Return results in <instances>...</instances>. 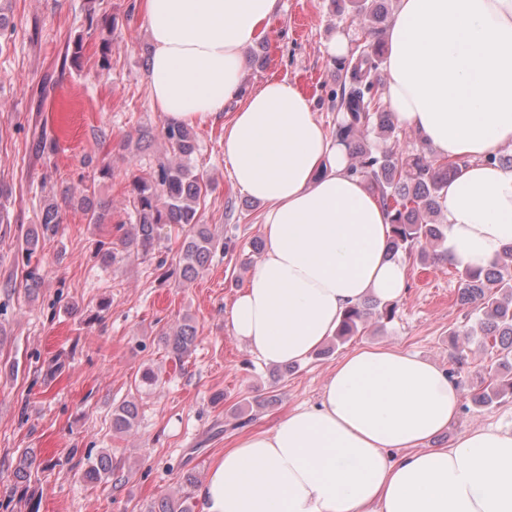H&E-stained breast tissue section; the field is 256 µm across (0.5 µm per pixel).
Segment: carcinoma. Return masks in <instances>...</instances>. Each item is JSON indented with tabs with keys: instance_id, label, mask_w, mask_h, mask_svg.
I'll return each instance as SVG.
<instances>
[{
	"instance_id": "obj_1",
	"label": "carcinoma",
	"mask_w": 512,
	"mask_h": 512,
	"mask_svg": "<svg viewBox=\"0 0 512 512\" xmlns=\"http://www.w3.org/2000/svg\"><path fill=\"white\" fill-rule=\"evenodd\" d=\"M358 14L366 27L371 51H362L344 61L345 80L341 89L342 121L336 126V137L349 148L350 170L360 175L377 194L391 217L393 254H417L423 263L447 259L437 251L444 241L443 225L439 223V199L448 179L461 173L464 161H444L421 150H403L395 139L393 114L383 109L380 100L381 79L378 74L383 58L381 33L386 28L387 12L382 0H357ZM14 33L9 17L0 6V54L9 49ZM169 150L178 161L156 160L149 176H133L128 193L135 209V224L123 233L121 245L146 257L155 250L161 226L174 224L188 227L177 250L176 271L179 283L193 281L217 250L219 241L210 226L202 223L200 201L205 199L209 184L195 172L192 156L196 151L191 127L166 122L161 130ZM91 187L80 193H63V203L48 201L41 208L40 221L26 234V252L32 254L41 243L55 236L62 224V204L78 206L90 224L107 223L108 210L103 202L90 197ZM460 287L457 302L472 309L474 325L466 335L481 337L491 350L499 351L498 363L487 368V377L472 401L489 406L505 395H512V245L503 248L498 258L483 273L458 271ZM396 305L378 300H365L350 309L336 332L335 340L345 342L359 332L371 316L379 321L394 318ZM197 328L189 318L161 334L163 343L174 360L183 362L197 339ZM139 418L138 405L124 401L112 410V432H131ZM83 477L96 483L112 476V454L101 451L86 457ZM37 464L32 453L24 452L14 476L25 482ZM190 495H173L151 502L146 512H192Z\"/></svg>"
}]
</instances>
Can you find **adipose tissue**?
<instances>
[{"mask_svg": "<svg viewBox=\"0 0 512 512\" xmlns=\"http://www.w3.org/2000/svg\"><path fill=\"white\" fill-rule=\"evenodd\" d=\"M152 50L154 109L224 125L233 185L264 207L265 248L230 310L236 339L272 365L306 359L344 313L372 295L402 297L405 268L388 251L390 218L349 170L313 101L273 79L244 92L243 51L280 0H138ZM381 93L395 122L441 159L469 165L440 199L448 258L481 270L512 243V0H398ZM438 365L396 347L343 356L315 404L267 431L241 434L198 489L202 512H512V428L459 432L427 447L461 411Z\"/></svg>", "mask_w": 512, "mask_h": 512, "instance_id": "1", "label": "adipose tissue"}]
</instances>
